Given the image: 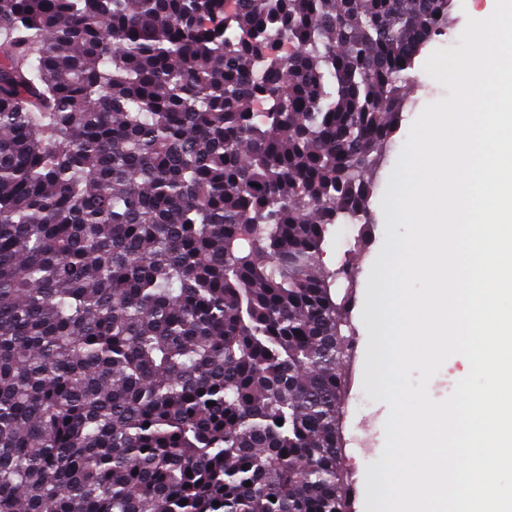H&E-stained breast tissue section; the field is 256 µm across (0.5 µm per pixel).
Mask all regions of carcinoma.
Segmentation results:
<instances>
[{"label":"carcinoma","mask_w":512,"mask_h":512,"mask_svg":"<svg viewBox=\"0 0 512 512\" xmlns=\"http://www.w3.org/2000/svg\"><path fill=\"white\" fill-rule=\"evenodd\" d=\"M451 3L0 0V512H352L321 257Z\"/></svg>","instance_id":"1"}]
</instances>
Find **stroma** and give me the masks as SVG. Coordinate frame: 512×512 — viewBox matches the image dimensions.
Here are the masks:
<instances>
[{"instance_id":"obj_1","label":"stroma","mask_w":512,"mask_h":512,"mask_svg":"<svg viewBox=\"0 0 512 512\" xmlns=\"http://www.w3.org/2000/svg\"><path fill=\"white\" fill-rule=\"evenodd\" d=\"M493 8L492 0H453L454 26L433 41V48L459 46V36L467 19L486 18ZM415 117V111L406 113L378 174L376 195L372 199L373 224L366 229L358 224L331 226L323 255L325 266L331 269L344 262L350 263L356 279V299L351 312L356 329L355 358L348 367L351 386L343 417L345 463L352 473L353 484L358 487L355 512H372L378 490L376 466L384 448V424L389 414L387 403L377 401L376 387L368 377L370 363L377 355V335L381 329L377 306V294L382 288L379 254L386 239V209L381 198L388 190L390 174Z\"/></svg>"}]
</instances>
